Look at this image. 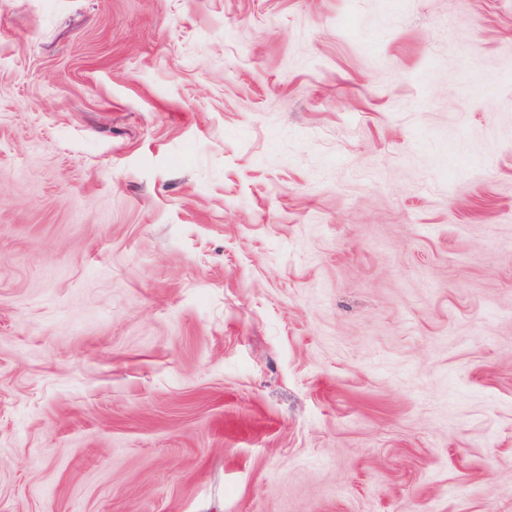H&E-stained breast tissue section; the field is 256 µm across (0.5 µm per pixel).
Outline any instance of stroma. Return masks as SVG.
I'll list each match as a JSON object with an SVG mask.
<instances>
[{
	"label": "stroma",
	"instance_id": "stroma-1",
	"mask_svg": "<svg viewBox=\"0 0 512 512\" xmlns=\"http://www.w3.org/2000/svg\"><path fill=\"white\" fill-rule=\"evenodd\" d=\"M0 512H512V0H0Z\"/></svg>",
	"mask_w": 512,
	"mask_h": 512
}]
</instances>
